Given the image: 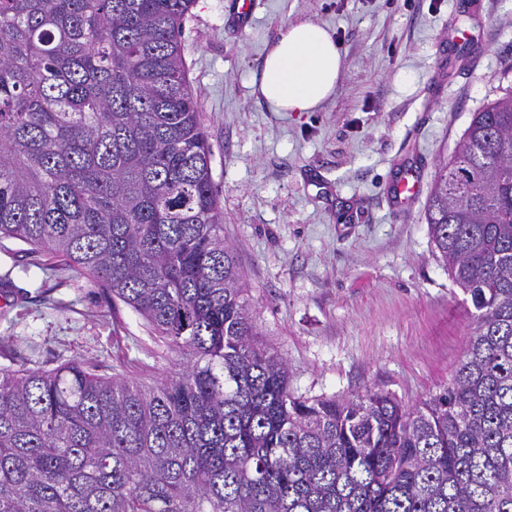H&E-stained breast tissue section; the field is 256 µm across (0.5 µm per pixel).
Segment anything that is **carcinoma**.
Here are the masks:
<instances>
[{"label":"carcinoma","instance_id":"carcinoma-1","mask_svg":"<svg viewBox=\"0 0 512 512\" xmlns=\"http://www.w3.org/2000/svg\"><path fill=\"white\" fill-rule=\"evenodd\" d=\"M194 0H0V238L138 312L182 368L0 369V512H512V86L425 208L468 294L451 386L305 400L259 346L181 42Z\"/></svg>","mask_w":512,"mask_h":512}]
</instances>
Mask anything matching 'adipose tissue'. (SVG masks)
<instances>
[{"mask_svg":"<svg viewBox=\"0 0 512 512\" xmlns=\"http://www.w3.org/2000/svg\"><path fill=\"white\" fill-rule=\"evenodd\" d=\"M343 69L330 31L312 21L288 23L263 59L259 94L275 112H315L333 95Z\"/></svg>","mask_w":512,"mask_h":512,"instance_id":"1","label":"adipose tissue"}]
</instances>
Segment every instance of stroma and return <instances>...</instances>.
Returning a JSON list of instances; mask_svg holds the SVG:
<instances>
[{
    "mask_svg": "<svg viewBox=\"0 0 512 512\" xmlns=\"http://www.w3.org/2000/svg\"><path fill=\"white\" fill-rule=\"evenodd\" d=\"M196 0L182 44L224 239L243 272L259 345L295 396L394 394L415 407L451 385L469 296L437 256L427 200L390 207L407 166L431 191L473 112L512 85V0ZM325 25L346 56L316 112H272L254 80L280 28ZM0 239V368L80 361L151 384L180 358L130 307L61 258Z\"/></svg>",
    "mask_w": 512,
    "mask_h": 512,
    "instance_id": "stroma-1",
    "label": "stroma"
}]
</instances>
